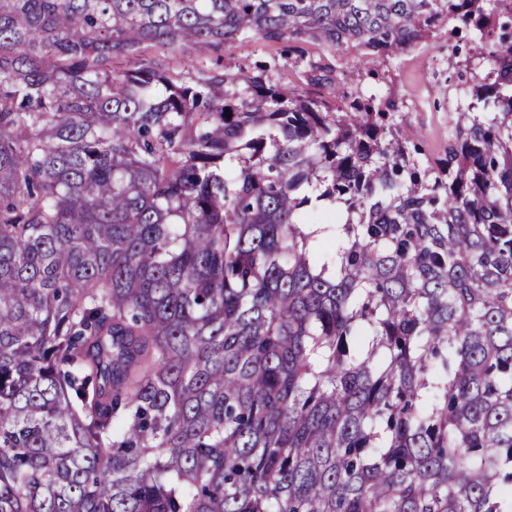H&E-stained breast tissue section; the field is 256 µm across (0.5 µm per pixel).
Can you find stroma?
I'll use <instances>...</instances> for the list:
<instances>
[{"label":"stroma","instance_id":"obj_1","mask_svg":"<svg viewBox=\"0 0 512 512\" xmlns=\"http://www.w3.org/2000/svg\"><path fill=\"white\" fill-rule=\"evenodd\" d=\"M283 48V42L244 34L207 54L203 64L260 74L282 88L298 89L305 98L331 104L340 97L389 100L411 145L429 158L446 156L459 113L480 109L472 88L497 69L487 54L472 48L470 31L461 26L454 37L439 30L396 58L371 64L330 46L304 43L288 54ZM323 66L331 69V85L312 84L311 75Z\"/></svg>","mask_w":512,"mask_h":512}]
</instances>
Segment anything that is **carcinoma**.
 <instances>
[{
  "instance_id": "cac0c4a2",
  "label": "carcinoma",
  "mask_w": 512,
  "mask_h": 512,
  "mask_svg": "<svg viewBox=\"0 0 512 512\" xmlns=\"http://www.w3.org/2000/svg\"><path fill=\"white\" fill-rule=\"evenodd\" d=\"M498 2L0 0V512H512ZM445 19L503 71L434 162L372 97L162 60Z\"/></svg>"
}]
</instances>
